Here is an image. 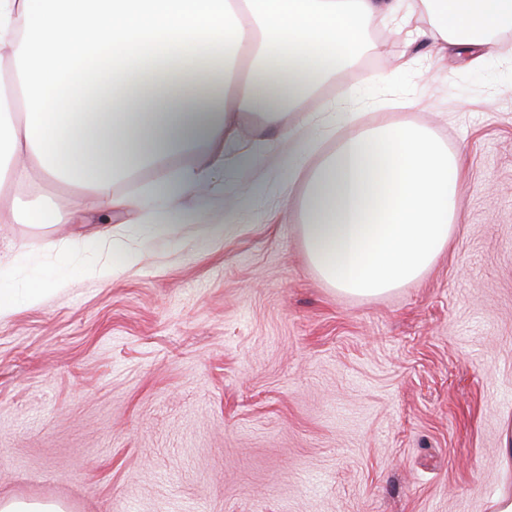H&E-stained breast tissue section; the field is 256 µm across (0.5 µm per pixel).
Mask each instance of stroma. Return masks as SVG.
Listing matches in <instances>:
<instances>
[{
  "label": "stroma",
  "mask_w": 512,
  "mask_h": 512,
  "mask_svg": "<svg viewBox=\"0 0 512 512\" xmlns=\"http://www.w3.org/2000/svg\"><path fill=\"white\" fill-rule=\"evenodd\" d=\"M481 68L465 46L374 29L310 108L319 154L381 122L427 128L465 158L464 222L418 281L345 295L302 246L303 183L280 198L285 131L247 113L269 154L225 169L222 195L160 230L82 204L36 174L0 190V266L62 283L0 319V502L64 512H492L512 420V32ZM406 67L379 75L398 56ZM76 202L68 224H20L16 198ZM138 261L100 278L98 246Z\"/></svg>",
  "instance_id": "obj_1"
}]
</instances>
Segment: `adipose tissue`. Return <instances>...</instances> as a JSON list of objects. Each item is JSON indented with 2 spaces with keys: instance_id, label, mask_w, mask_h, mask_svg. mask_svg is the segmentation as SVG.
<instances>
[{
  "instance_id": "ef3b65f1",
  "label": "adipose tissue",
  "mask_w": 512,
  "mask_h": 512,
  "mask_svg": "<svg viewBox=\"0 0 512 512\" xmlns=\"http://www.w3.org/2000/svg\"><path fill=\"white\" fill-rule=\"evenodd\" d=\"M381 23L437 50L499 52L512 0H0V188L34 172L84 189L91 207L160 225L225 168L236 117L266 128L312 123L308 100L351 66L364 27ZM310 139L289 133L275 155L283 183L304 177L301 238L337 291L374 296L418 280L463 213L462 161L425 130L381 123L340 142L315 166ZM195 154L144 196L117 180ZM53 272L15 287L0 268V318L39 303Z\"/></svg>"
}]
</instances>
